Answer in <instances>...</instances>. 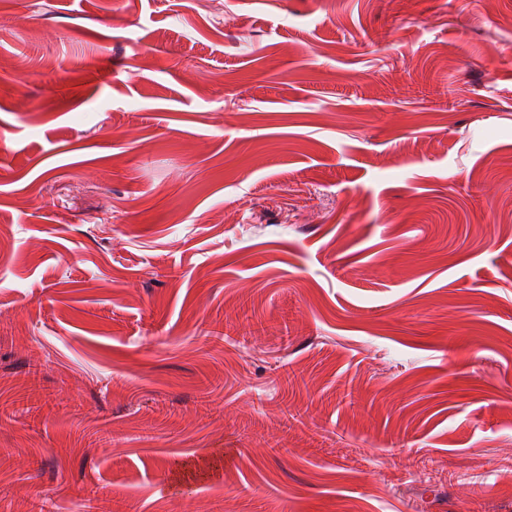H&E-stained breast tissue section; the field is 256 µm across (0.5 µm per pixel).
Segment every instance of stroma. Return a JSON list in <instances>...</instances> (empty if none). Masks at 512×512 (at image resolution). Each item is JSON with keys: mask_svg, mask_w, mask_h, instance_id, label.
I'll return each instance as SVG.
<instances>
[{"mask_svg": "<svg viewBox=\"0 0 512 512\" xmlns=\"http://www.w3.org/2000/svg\"><path fill=\"white\" fill-rule=\"evenodd\" d=\"M511 471L512 0H0V512Z\"/></svg>", "mask_w": 512, "mask_h": 512, "instance_id": "35a3bbf8", "label": "stroma"}]
</instances>
